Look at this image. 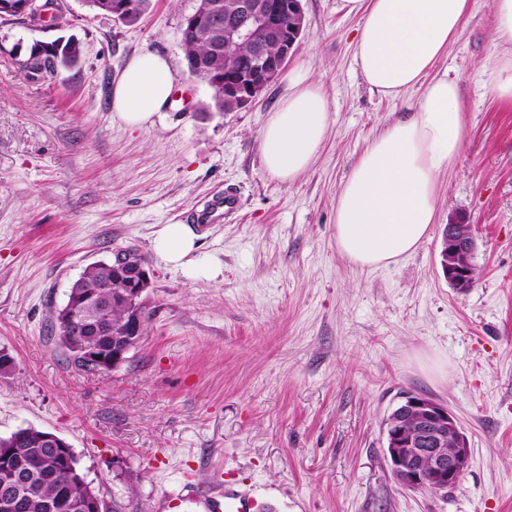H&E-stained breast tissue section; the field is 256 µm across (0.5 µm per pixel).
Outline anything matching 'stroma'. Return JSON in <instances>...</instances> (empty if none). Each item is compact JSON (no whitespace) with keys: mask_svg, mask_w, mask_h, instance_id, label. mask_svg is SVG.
Segmentation results:
<instances>
[{"mask_svg":"<svg viewBox=\"0 0 512 512\" xmlns=\"http://www.w3.org/2000/svg\"><path fill=\"white\" fill-rule=\"evenodd\" d=\"M64 2L59 31L0 23V348L14 359L0 371V436L62 437L125 512H206L192 475L262 490L259 512H512V103L479 79L495 52L492 0H472L434 67L469 106L436 220L410 257L373 271L336 249V194L421 92L369 90L353 58L360 19L341 0H302L288 68L322 81L331 119L318 160L288 185L259 148L286 81L239 111L211 108L180 43L196 0H153L133 25ZM61 35L81 43L77 65L32 78L29 46ZM144 51L170 62L177 100L129 129L112 119V87ZM228 187L241 200L230 217L210 207ZM454 219L477 242L465 293L439 264ZM175 223L197 235L178 268L154 249ZM127 248L150 275L148 334L112 370L78 368L56 312L87 266ZM405 392L445 404L468 437L470 465L448 493L392 477L384 421Z\"/></svg>","mask_w":512,"mask_h":512,"instance_id":"obj_1","label":"stroma"}]
</instances>
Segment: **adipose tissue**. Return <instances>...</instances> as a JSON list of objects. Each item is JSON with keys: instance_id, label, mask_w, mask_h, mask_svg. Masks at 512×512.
<instances>
[{"instance_id": "obj_1", "label": "adipose tissue", "mask_w": 512, "mask_h": 512, "mask_svg": "<svg viewBox=\"0 0 512 512\" xmlns=\"http://www.w3.org/2000/svg\"><path fill=\"white\" fill-rule=\"evenodd\" d=\"M359 16L354 61L370 90L392 99L421 89L417 106L374 137L336 195V249L351 263L375 270L412 255L435 222L437 178L464 146L468 105L457 79L433 74L471 12V0H342ZM496 52L480 77L498 100L512 102V0H492ZM174 75L156 53L136 55L112 89V118L131 128L154 125L169 100ZM330 124L324 86L299 72L260 132L265 171L294 181L317 160ZM188 225L168 224L155 240L166 263L194 250Z\"/></svg>"}]
</instances>
